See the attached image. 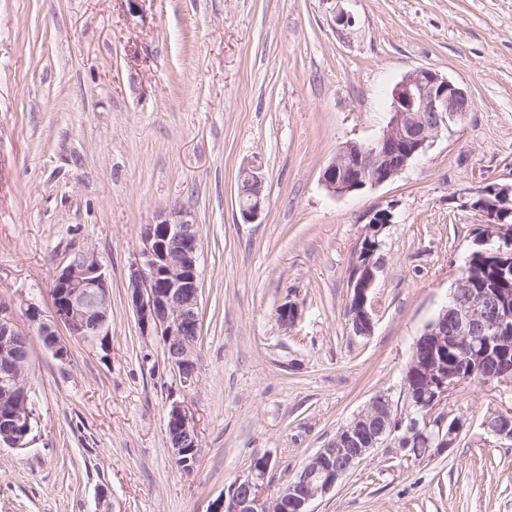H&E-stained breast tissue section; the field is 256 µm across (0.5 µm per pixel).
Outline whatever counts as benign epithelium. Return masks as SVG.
<instances>
[{
  "mask_svg": "<svg viewBox=\"0 0 512 512\" xmlns=\"http://www.w3.org/2000/svg\"><path fill=\"white\" fill-rule=\"evenodd\" d=\"M468 92L433 68L420 67L406 73L392 90V116L382 134L364 143L349 141L339 148L323 170L321 182L334 196L381 186L393 180L416 158L426 153L436 138L471 111ZM244 188L240 196L243 220L259 218L265 203L260 166L251 161L241 170ZM466 206L478 212L491 227L486 238L495 237L512 248V186L487 183L479 187ZM388 210H379L368 222L350 279L349 324L358 336L374 328L371 295L381 269L378 236L392 223ZM199 237L191 212L180 206L160 210L143 233L139 262L132 267L127 290L139 326L146 336L158 335L165 360L182 390L198 383L195 336L200 312ZM476 266L469 256L455 279L448 304L441 309L416 340L402 376L397 404L385 392L338 429L303 468L280 491L268 486L270 461L253 463L250 473L236 480L212 512H311L310 504L330 493L337 482L369 452L389 439L404 447L421 441L436 451L460 433L464 421L447 420L436 411L448 396L478 371L494 369L490 382L512 391V290L484 291L475 288L469 273ZM53 308L49 319L30 308L39 323L43 345L61 361L68 358L57 327L88 342H102L109 335L107 316L112 293L102 265L88 251L61 269L54 279ZM298 306L281 304L277 319L291 326ZM23 330L16 326L6 308L0 309V433L10 448H25L32 432L31 390L24 378L25 364L18 346ZM166 429L172 456L187 471L194 470L199 456V427L184 404L175 401L167 415ZM490 434L512 441V406L502 402L482 423Z\"/></svg>",
  "mask_w": 512,
  "mask_h": 512,
  "instance_id": "7a95c632",
  "label": "benign epithelium"
}]
</instances>
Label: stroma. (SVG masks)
I'll return each instance as SVG.
<instances>
[{
	"label": "stroma",
	"mask_w": 512,
	"mask_h": 512,
	"mask_svg": "<svg viewBox=\"0 0 512 512\" xmlns=\"http://www.w3.org/2000/svg\"><path fill=\"white\" fill-rule=\"evenodd\" d=\"M347 23H337L338 15ZM431 67L472 99L465 119L393 181L331 196L321 175L378 136L391 90ZM265 208L244 222L240 168ZM512 185V0H0V306L30 338L39 422L0 446V512H211L255 458L286 484L380 392L399 396L417 337L487 230L466 201ZM191 210L200 238L199 381L180 391L126 289L145 224ZM371 335H354L349 276L372 214ZM94 253L112 291L107 345L45 349L57 272ZM297 304L291 327L277 307ZM200 420L192 472L174 463L173 401ZM494 384L445 414L456 443L420 462L375 448L313 512H512V441L481 426ZM261 167L254 161L245 164L241 170L244 178V188L240 189V197L248 196V202H240V213L247 223L254 222L262 213L265 203L263 194V180L260 174Z\"/></svg>",
	"instance_id": "35a3bbf8"
}]
</instances>
